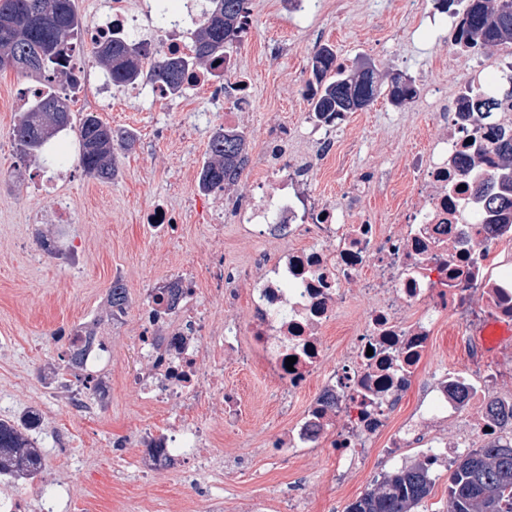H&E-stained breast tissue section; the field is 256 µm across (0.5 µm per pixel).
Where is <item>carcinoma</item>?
<instances>
[{
  "label": "carcinoma",
  "mask_w": 512,
  "mask_h": 512,
  "mask_svg": "<svg viewBox=\"0 0 512 512\" xmlns=\"http://www.w3.org/2000/svg\"><path fill=\"white\" fill-rule=\"evenodd\" d=\"M208 8L192 32V53L184 58L159 56L150 69V78L174 91L181 90L184 72L204 69L227 49L240 42L249 23L247 0H208ZM0 55L12 57L13 69L23 75L44 78L46 92L34 98L14 129L20 153L29 161L44 166L57 165L62 155L50 146L59 133L72 128V115L64 99L52 89L55 77L66 69L67 52L83 30L84 21L77 13L75 0H0ZM455 43L461 47L512 44V0H466L457 25ZM94 58L114 83H130L142 73V55L132 50L120 36L94 46ZM374 70L357 75L337 61L328 48L318 49L313 57L312 77L307 84L311 111L322 119L327 113L356 112L368 107L378 96ZM415 88L402 77L391 78L389 94L394 101L414 98ZM479 100L475 130L485 131L491 143L489 160L497 177L492 186L481 191L488 223L512 224V134L493 126L485 119L498 109L501 101L487 96L481 88H470L462 97V108ZM79 162L92 178L109 181L115 174V149L128 150L131 140L112 130L92 112L80 119L76 131ZM248 164L245 138L236 130L216 131L209 142V157L199 175L204 191L222 190L234 184ZM112 312L122 313L128 304L123 282L116 279L108 292ZM61 343V358L76 382L87 395L101 392L94 378L84 372L82 338H67L55 333ZM37 413L23 417L22 426L0 420V477L24 472L34 473L42 458L23 430H30ZM432 478L427 464L386 473L360 495L347 512H413L429 496ZM448 512H512V443H489L462 456L449 477Z\"/></svg>",
  "instance_id": "1"
}]
</instances>
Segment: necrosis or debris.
<instances>
[{"instance_id": "obj_1", "label": "necrosis or debris", "mask_w": 512, "mask_h": 512, "mask_svg": "<svg viewBox=\"0 0 512 512\" xmlns=\"http://www.w3.org/2000/svg\"><path fill=\"white\" fill-rule=\"evenodd\" d=\"M194 9V0H184L182 12L157 17L135 10L130 0H109L107 12L85 31L94 43L118 33L142 44L145 57L178 58L191 52L179 30ZM220 78L224 124L232 127L251 103L245 70L227 59L217 69L188 72L185 84L211 91ZM429 93L441 130L425 152L406 155L409 184L390 208L391 229L363 214L361 185L338 202L316 200L307 189L309 162L284 175L275 148L264 158L257 193L235 219L252 236L279 242L278 254L230 274L222 253L208 259L210 283L225 307L246 293V323L228 316L214 326L200 288L186 278L148 291L136 338L142 365L127 373L125 385L146 405L168 409L174 421L171 434L148 441L140 456L144 471L187 459L205 464L212 431L199 421L200 413L216 408L225 423L238 421L243 398L225 386L216 367L223 360L256 362L285 404L313 389L300 414L271 441L270 454L327 449L338 478L376 438L383 439L387 457L417 448L421 461L435 469L467 451L471 438L493 442L512 428V395H501L482 368L427 365L444 318L488 343L498 324L512 322V258L493 260L500 244H512V225L497 224L487 233L479 223L477 186L492 174L490 144L476 140L474 117L460 111L458 91L434 85ZM464 155L476 161L467 176L457 167ZM351 288L367 305L344 353L333 360L324 336ZM290 356L295 363L289 368ZM416 384L422 387L419 408L392 426L402 395ZM450 420L464 421L465 434L429 438L430 429Z\"/></svg>"}]
</instances>
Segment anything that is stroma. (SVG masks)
Masks as SVG:
<instances>
[{"mask_svg":"<svg viewBox=\"0 0 512 512\" xmlns=\"http://www.w3.org/2000/svg\"><path fill=\"white\" fill-rule=\"evenodd\" d=\"M420 2L434 21L406 19L399 0H318L299 23L281 12L279 0H250L249 31L230 52L252 81V104L239 117L249 163L234 185L207 196L197 180L209 138L224 125L223 102L188 90L160 104L147 89L126 87L98 112L114 130L134 138L130 150L117 154L114 179L101 182L85 174L76 133L69 130L60 135L68 156L63 177L38 191L34 185L45 170L20 160L13 137L20 116L16 102L30 79L11 68L0 71V418L32 408L40 412L32 435L43 452L44 483L73 487L67 512H191L210 493L223 497L224 512H246L255 500L262 512H284L293 494L302 497L305 512H346L377 477L418 460L415 448L405 449L399 461L374 449L342 483L333 478V461L324 450L268 464L267 442L290 416L254 365L240 360L222 366L225 384L237 387L246 402L238 426L204 417L215 430L213 468L185 465L146 477L138 462L144 431L162 425L167 414L141 404L122 378L134 365L132 346L147 288L182 273L206 279V258L215 251L230 265L246 264L261 252L275 256L276 245L249 238L234 212L253 194L266 147L281 129L291 133L289 159L314 153L312 188L325 200L339 201L360 176L377 174L366 210L386 224L390 191L406 178L401 158L426 149L440 128L422 92L432 83L487 86L496 80L493 66L512 64L507 45L469 52L456 47L454 15L440 12L437 0ZM325 44L347 69L372 66L379 87L401 74L420 94L398 107L382 95L348 114L330 131V153L320 156V134L306 120L311 106L305 88L312 57ZM61 198L67 214L58 224ZM156 203L179 218L177 234L165 237L142 223V212ZM218 224L223 234L215 233ZM42 235L60 238L62 252L35 265L29 256ZM117 277L130 298L118 319L107 304ZM74 323L112 329V391L90 416L73 412L68 392L48 378L50 367L61 364L55 334ZM430 358L450 369L470 363L454 319L442 324Z\"/></svg>","mask_w":512,"mask_h":512,"instance_id":"stroma-1","label":"stroma"}]
</instances>
